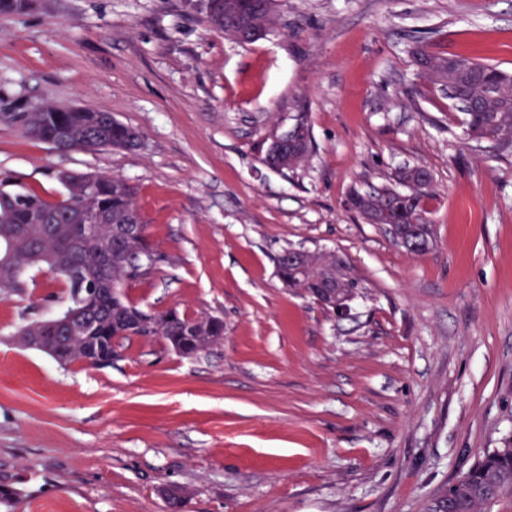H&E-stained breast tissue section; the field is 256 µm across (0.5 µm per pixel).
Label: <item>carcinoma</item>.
I'll use <instances>...</instances> for the list:
<instances>
[{"label":"carcinoma","instance_id":"1","mask_svg":"<svg viewBox=\"0 0 512 512\" xmlns=\"http://www.w3.org/2000/svg\"><path fill=\"white\" fill-rule=\"evenodd\" d=\"M249 24L270 33L279 19L275 0H236ZM422 73L434 84L448 89V97L460 105L469 139L490 141L502 154H512V74L497 66L463 54L448 56L422 47L412 52ZM0 117L17 125L32 139L61 142L65 148L96 150L102 147L129 149L140 133L123 124L108 112L89 107L55 104L34 105L23 112H3ZM307 157L301 153L288 159V147L276 157L267 153L266 164L278 171L298 167ZM402 186H388L354 193L353 203L367 219L394 220L417 230L404 248L422 254L432 246V230L426 217L424 197L432 175L424 166H404L395 174ZM60 183L64 198L54 201L34 191L5 190L0 182V239L6 235L4 225L27 227L30 239L17 240L13 247L0 245V253L12 251L13 261L0 265V291H17L24 281L17 279V269L24 262L30 243L43 240V246H55L54 239L41 238V229L54 225L66 233L62 244L67 269L58 275L70 285L72 306L65 318L69 327L56 332L54 357L63 364L79 363L88 367H105L117 357V349L135 337L156 339L164 344L184 343L183 356L193 357L224 339V320L206 314L189 316L176 309L148 313L127 296L128 285L146 277L152 269V250L145 218H140L142 234L129 237L123 232L131 214H140L135 188L120 177L67 172ZM99 220L112 225V287L99 285L92 272L97 242L86 237L84 225ZM277 275L285 286L300 295L321 300L320 289L334 282L341 285L345 301L360 288V280L349 265L332 252L307 253L303 262L294 265L276 260ZM96 324L94 341L86 344L84 323ZM512 499V437L502 446L483 454L478 462L448 488L432 498L427 512H492L503 499Z\"/></svg>","mask_w":512,"mask_h":512}]
</instances>
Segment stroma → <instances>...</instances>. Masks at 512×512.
Listing matches in <instances>:
<instances>
[{"label":"stroma","instance_id":"1","mask_svg":"<svg viewBox=\"0 0 512 512\" xmlns=\"http://www.w3.org/2000/svg\"><path fill=\"white\" fill-rule=\"evenodd\" d=\"M194 0H30L0 14V108L111 113L135 150L57 151L0 121V180L54 200L59 171L126 179L157 261L148 312L224 321L192 358L133 339L112 365L19 345L70 288L47 268L0 293V512H423L512 434V155L463 132L411 51L512 73V0H282L239 44ZM306 123L308 158H263ZM421 164L433 248L398 246L353 192ZM336 252L347 317L285 288L283 250Z\"/></svg>","mask_w":512,"mask_h":512}]
</instances>
